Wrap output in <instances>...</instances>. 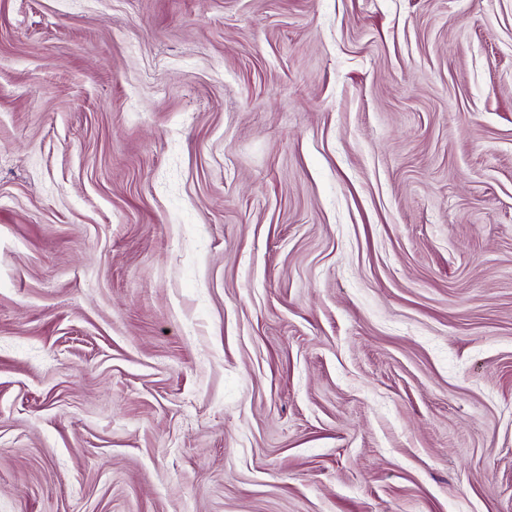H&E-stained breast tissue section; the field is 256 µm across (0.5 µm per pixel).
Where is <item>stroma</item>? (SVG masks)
<instances>
[{"label": "stroma", "mask_w": 512, "mask_h": 512, "mask_svg": "<svg viewBox=\"0 0 512 512\" xmlns=\"http://www.w3.org/2000/svg\"><path fill=\"white\" fill-rule=\"evenodd\" d=\"M0 512H512V0H0Z\"/></svg>", "instance_id": "35a3bbf8"}]
</instances>
